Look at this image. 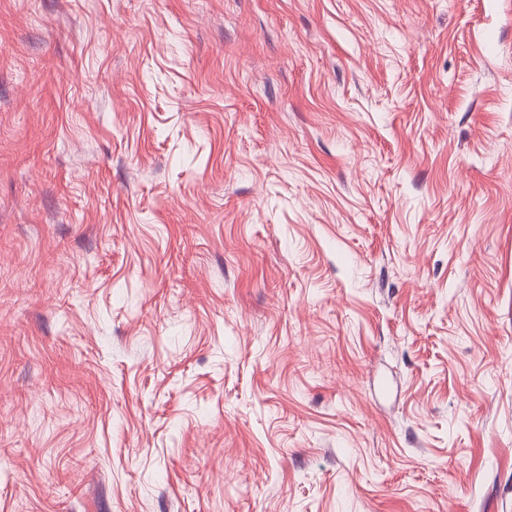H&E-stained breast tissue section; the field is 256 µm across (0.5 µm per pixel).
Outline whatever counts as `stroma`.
I'll list each match as a JSON object with an SVG mask.
<instances>
[{
    "mask_svg": "<svg viewBox=\"0 0 512 512\" xmlns=\"http://www.w3.org/2000/svg\"><path fill=\"white\" fill-rule=\"evenodd\" d=\"M0 512H512V0H0Z\"/></svg>",
    "mask_w": 512,
    "mask_h": 512,
    "instance_id": "obj_1",
    "label": "stroma"
}]
</instances>
